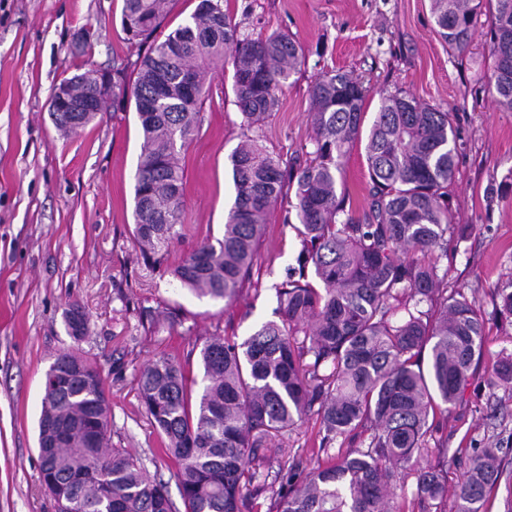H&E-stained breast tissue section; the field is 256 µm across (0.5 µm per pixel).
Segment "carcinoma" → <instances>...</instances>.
Masks as SVG:
<instances>
[{"label": "carcinoma", "mask_w": 512, "mask_h": 512, "mask_svg": "<svg viewBox=\"0 0 512 512\" xmlns=\"http://www.w3.org/2000/svg\"><path fill=\"white\" fill-rule=\"evenodd\" d=\"M489 2L484 75L496 106L512 112V0H431L436 31L462 54ZM169 0H123L127 41L145 53L112 65V110L132 100L143 142L135 172L134 238L146 264L184 236L180 154L201 122L207 75L231 60L244 141L230 155L236 191L223 238L198 243L170 270L201 297L233 302L249 279L272 208L294 194L301 241L297 266L276 286L279 320L242 342L213 335L199 344L202 378L187 362L160 356L137 374L141 404L168 456L183 504L134 454L112 446L109 401L95 361L67 350L46 372L38 421L40 479L55 512H243L253 464L273 436L314 414L320 449L348 450L308 470L279 465L271 512H388L399 472L432 432L429 416L463 402L483 351L488 320L512 319V279L493 288L486 318L476 300L448 287L440 259L465 237L448 205L457 156L448 111L405 92L380 95L362 137L367 88L343 72L309 88L312 150L293 157L261 144L265 120L302 60L281 31L257 38L232 22L224 0H200L189 19L164 32ZM136 71L135 79L128 72ZM89 68L64 83L95 92ZM59 116L63 131L89 124ZM365 142L368 198L345 191L340 159ZM512 387V358L490 380ZM502 448H474L455 491V512H485L503 474ZM442 464L416 472L415 500L447 496Z\"/></svg>", "instance_id": "1"}]
</instances>
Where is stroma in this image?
Segmentation results:
<instances>
[{"instance_id":"stroma-1","label":"stroma","mask_w":512,"mask_h":512,"mask_svg":"<svg viewBox=\"0 0 512 512\" xmlns=\"http://www.w3.org/2000/svg\"><path fill=\"white\" fill-rule=\"evenodd\" d=\"M122 0H0V512H53L40 486L37 434L46 371L63 351L96 360L110 399L112 444L140 457L146 470L172 480L173 460L136 391V375L161 355L185 357L212 334L244 340L274 320L276 284L301 248L275 207L251 278L239 300L199 297L169 273L197 243L224 235L235 198L229 156L242 139L232 66L216 72L201 108L199 131L182 152L186 236L162 269H149L133 240L134 175L142 142L134 107L97 113L61 135L49 97L85 67L111 69L130 46ZM242 31L290 33L304 63L283 88L262 144L290 156L312 135L309 87L323 72L352 73L370 90L364 122L379 96L400 90L452 112L459 152L449 188L455 223L467 238L450 243L440 262L448 285L492 312V288L512 278V112L497 110L479 77L491 65L488 38L477 30L463 54L437 35L430 0H228ZM79 302L89 329L74 340L64 312ZM176 311L175 327L141 321L140 309ZM467 405L437 417L420 465L435 463L438 444L474 448L512 436V390L475 380ZM318 424L308 418L268 441L269 466L245 512H269L278 483L272 463L289 453L310 461ZM335 444L320 461L344 453Z\"/></svg>"}]
</instances>
